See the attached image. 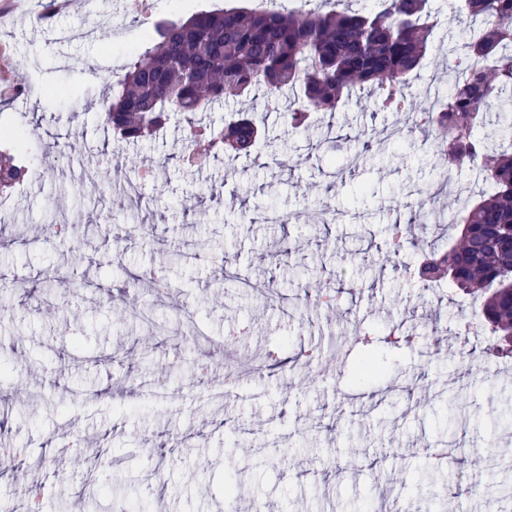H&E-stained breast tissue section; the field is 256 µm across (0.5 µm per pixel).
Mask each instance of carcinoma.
<instances>
[{
  "label": "carcinoma",
  "mask_w": 512,
  "mask_h": 512,
  "mask_svg": "<svg viewBox=\"0 0 512 512\" xmlns=\"http://www.w3.org/2000/svg\"><path fill=\"white\" fill-rule=\"evenodd\" d=\"M325 11L287 13L230 6L172 23L160 41L129 54L131 62L112 82V97L99 100L104 125L117 142H137L160 132L168 113L194 116L229 98L260 95L276 102L287 91L301 93L288 124L302 126L312 112H334L354 89L378 91L382 110L424 112L408 101V77L421 64L433 34L430 0H378L370 11L352 12L342 0ZM457 21L481 20L456 55L461 77L448 101L429 115L440 151L450 165L481 166L494 191L469 204L446 253H422L414 281L446 284L484 296L476 320L489 329L487 352L512 353V153H487L486 112L497 103L512 113V0H462ZM257 120L238 115L207 141L210 156L225 148L247 154L256 142ZM25 167L0 152V187L23 176ZM405 226L388 228L386 256L402 245ZM363 384L380 371L371 333L355 337Z\"/></svg>",
  "instance_id": "carcinoma-1"
}]
</instances>
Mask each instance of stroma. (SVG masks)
I'll return each instance as SVG.
<instances>
[{"label":"stroma","mask_w":512,"mask_h":512,"mask_svg":"<svg viewBox=\"0 0 512 512\" xmlns=\"http://www.w3.org/2000/svg\"><path fill=\"white\" fill-rule=\"evenodd\" d=\"M263 0H149L148 16L125 0H73L51 26L32 6L0 18L25 85L0 103V124L26 132L32 166L43 172L13 197L0 233V435L24 466L0 476V502L41 496L43 512H225L229 477L240 483L238 512L263 502L270 512H512V359L480 361L488 332L459 333L475 301L445 285L409 278L421 250L447 249L450 226L488 192L480 166L448 165L433 133L408 112H382L367 87L337 112L289 126L261 99L233 98L196 114L219 128L247 110L266 136L249 154L187 167L182 113L155 137L115 145L95 104L112 93L126 47H144L159 26L224 6ZM432 42L409 79L408 94L439 107L454 83L451 50L463 38L448 0H432ZM93 36L62 39L89 17ZM341 134L322 148L328 131ZM152 165L143 203L122 199L127 183ZM123 227L73 238L49 237L55 224L86 225L110 201ZM424 201L422 224L386 258L384 226L406 220ZM331 214H324V207ZM153 234L142 238L143 226ZM148 267L162 271L171 297L110 296ZM338 289L335 311L305 294L317 283ZM418 347L384 349L383 375L352 382L353 338L391 326ZM187 353L168 370L175 342ZM441 347L427 357L430 342ZM321 347L325 367L295 358ZM281 348L272 377L251 379L233 396L191 390L201 363L220 375L223 349L242 370ZM166 376L171 394L153 386ZM163 437L175 466L157 478ZM99 449L94 464L60 452L67 439ZM324 467H317V460Z\"/></svg>","instance_id":"stroma-1"}]
</instances>
